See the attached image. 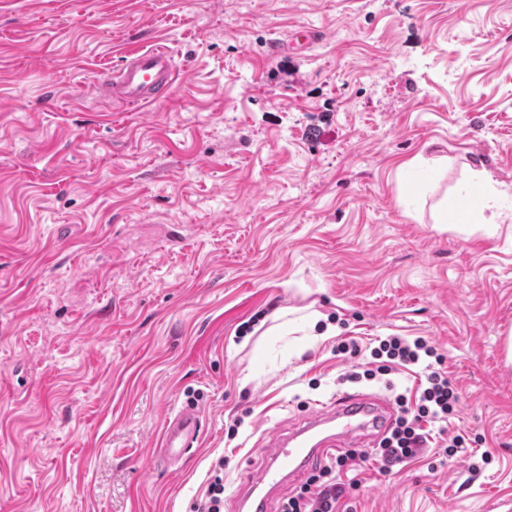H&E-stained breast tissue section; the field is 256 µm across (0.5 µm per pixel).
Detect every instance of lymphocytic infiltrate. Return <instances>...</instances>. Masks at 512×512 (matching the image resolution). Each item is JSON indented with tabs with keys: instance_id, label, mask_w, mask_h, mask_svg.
<instances>
[{
	"instance_id": "obj_1",
	"label": "lymphocytic infiltrate",
	"mask_w": 512,
	"mask_h": 512,
	"mask_svg": "<svg viewBox=\"0 0 512 512\" xmlns=\"http://www.w3.org/2000/svg\"><path fill=\"white\" fill-rule=\"evenodd\" d=\"M370 358L369 368L348 373V380H372L412 366L421 368L423 379L413 396L396 397V418L379 448L370 454L350 449L337 455L312 474L299 492L287 497L280 512H336L346 491L360 485L356 479L342 483L343 474L356 470L360 462L368 459L380 472H391L427 447L432 425L448 420L456 412L460 395L444 366L445 358L425 338L384 337L371 348Z\"/></svg>"
}]
</instances>
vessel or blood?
Listing matches in <instances>:
<instances>
[{
  "label": "vessel or blood",
  "mask_w": 512,
  "mask_h": 512,
  "mask_svg": "<svg viewBox=\"0 0 512 512\" xmlns=\"http://www.w3.org/2000/svg\"><path fill=\"white\" fill-rule=\"evenodd\" d=\"M176 75L169 49L135 47L125 52L119 67L99 73L95 88L99 96L122 107L152 105L171 98ZM392 419L393 410L384 398L363 391H346L319 403L289 435L268 436L257 476L233 500L235 512H267L273 493L352 444L375 446ZM200 426V414L192 406L169 417L155 457L157 464L175 465L195 447Z\"/></svg>",
  "instance_id": "vessel-or-blood-1"
}]
</instances>
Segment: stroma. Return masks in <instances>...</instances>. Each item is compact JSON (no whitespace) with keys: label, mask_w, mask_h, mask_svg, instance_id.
Returning a JSON list of instances; mask_svg holds the SVG:
<instances>
[{"label":"stroma","mask_w":512,"mask_h":512,"mask_svg":"<svg viewBox=\"0 0 512 512\" xmlns=\"http://www.w3.org/2000/svg\"><path fill=\"white\" fill-rule=\"evenodd\" d=\"M314 30L303 49L274 42ZM171 101L95 98L132 45ZM504 220L483 223L478 174ZM463 222L438 223L442 204ZM314 315L315 336L277 328ZM423 336L461 393L448 435L346 512L512 500V0H5L0 5V512H190L262 433ZM201 412L178 469L166 418ZM236 436H229L230 426Z\"/></svg>","instance_id":"obj_1"}]
</instances>
